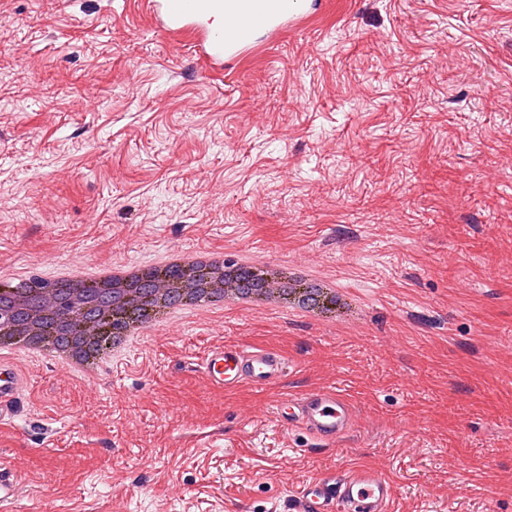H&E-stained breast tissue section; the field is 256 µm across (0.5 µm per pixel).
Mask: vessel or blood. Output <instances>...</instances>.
<instances>
[{
  "label": "vessel or blood",
  "mask_w": 512,
  "mask_h": 512,
  "mask_svg": "<svg viewBox=\"0 0 512 512\" xmlns=\"http://www.w3.org/2000/svg\"><path fill=\"white\" fill-rule=\"evenodd\" d=\"M163 33L190 34L196 54L210 65L245 52L255 31L276 32L303 19L288 0H146ZM202 367L215 387L230 391L241 383L265 389L282 382L295 369L281 353L261 347L228 345L209 352ZM22 382L0 363V420L12 417ZM275 415L323 444L336 443L352 428L356 408L339 389H312L280 398ZM21 478L0 462V507L16 503ZM295 512H393L389 480L355 465L343 476L308 478L293 498Z\"/></svg>",
  "instance_id": "b4317fda"
}]
</instances>
